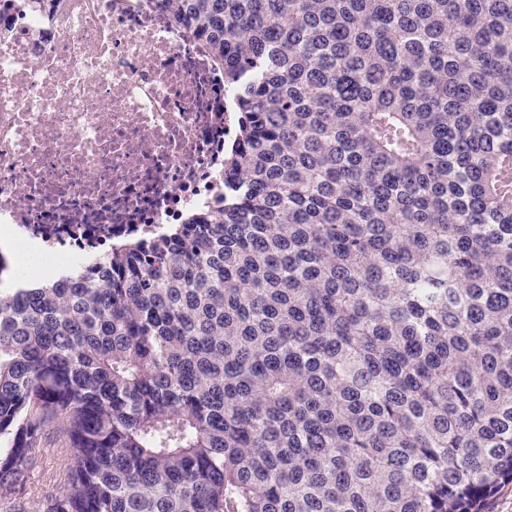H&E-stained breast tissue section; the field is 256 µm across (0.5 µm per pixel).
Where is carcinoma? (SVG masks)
<instances>
[{
    "label": "carcinoma",
    "mask_w": 512,
    "mask_h": 512,
    "mask_svg": "<svg viewBox=\"0 0 512 512\" xmlns=\"http://www.w3.org/2000/svg\"><path fill=\"white\" fill-rule=\"evenodd\" d=\"M238 95L221 209L0 289V500L488 512L512 483V0H166ZM65 443L60 434H51L43 444L37 468L27 482L25 492L14 504L0 502V512H42L44 498L56 492L60 486L62 467L65 458Z\"/></svg>",
    "instance_id": "cac0c4a2"
}]
</instances>
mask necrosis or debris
<instances>
[{
	"instance_id": "obj_1",
	"label": "necrosis or debris",
	"mask_w": 512,
	"mask_h": 512,
	"mask_svg": "<svg viewBox=\"0 0 512 512\" xmlns=\"http://www.w3.org/2000/svg\"><path fill=\"white\" fill-rule=\"evenodd\" d=\"M0 234L37 270L214 211L236 96L164 0H46L0 16Z\"/></svg>"
}]
</instances>
